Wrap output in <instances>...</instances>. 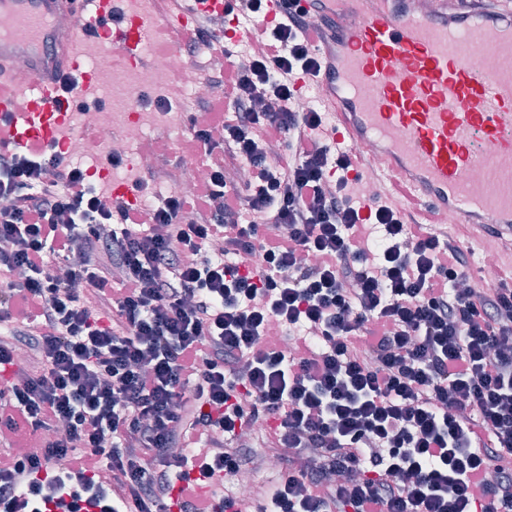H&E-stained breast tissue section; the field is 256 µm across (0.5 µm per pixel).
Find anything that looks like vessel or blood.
Here are the masks:
<instances>
[{"label": "vessel or blood", "instance_id": "b4317fda", "mask_svg": "<svg viewBox=\"0 0 512 512\" xmlns=\"http://www.w3.org/2000/svg\"><path fill=\"white\" fill-rule=\"evenodd\" d=\"M318 0L328 24L315 36V77L338 141L358 153L359 177L377 174L406 211L426 224L476 237L495 233L512 257V0L499 13L437 0ZM119 0H93L113 16L108 46L134 66L146 60L137 15L117 16ZM172 26L189 34L198 13L223 0H179ZM84 0H0V150L62 142L73 114L63 83L93 88L82 42ZM486 41L484 68L467 56ZM24 68H16L17 59ZM486 183L472 180L476 166Z\"/></svg>", "mask_w": 512, "mask_h": 512}]
</instances>
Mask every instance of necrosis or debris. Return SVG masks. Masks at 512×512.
<instances>
[{"instance_id":"1","label":"necrosis or debris","mask_w":512,"mask_h":512,"mask_svg":"<svg viewBox=\"0 0 512 512\" xmlns=\"http://www.w3.org/2000/svg\"><path fill=\"white\" fill-rule=\"evenodd\" d=\"M92 71L102 94L111 95V108L82 113L83 125L96 129L101 149L124 153L144 132L165 139L171 134L164 109H144L146 96L160 99L209 98L214 83L202 76L190 58L178 48L164 49L159 63L151 68L116 70L110 52L97 48L92 53Z\"/></svg>"}]
</instances>
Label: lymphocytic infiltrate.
Listing matches in <instances>:
<instances>
[{
	"instance_id": "f902f5d3",
	"label": "lymphocytic infiltrate",
	"mask_w": 512,
	"mask_h": 512,
	"mask_svg": "<svg viewBox=\"0 0 512 512\" xmlns=\"http://www.w3.org/2000/svg\"><path fill=\"white\" fill-rule=\"evenodd\" d=\"M237 6L260 51L212 76L224 140L191 144L224 162L193 194L115 208L62 145L0 152V429L39 437L0 512H247L224 487L270 456L258 512H512V271L461 290L447 226L361 198L290 107L309 11Z\"/></svg>"
}]
</instances>
